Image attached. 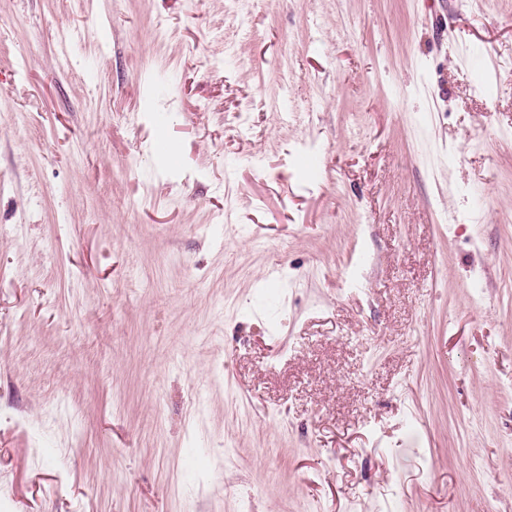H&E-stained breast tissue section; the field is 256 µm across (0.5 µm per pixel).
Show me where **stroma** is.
Here are the masks:
<instances>
[{"label": "stroma", "instance_id": "stroma-1", "mask_svg": "<svg viewBox=\"0 0 512 512\" xmlns=\"http://www.w3.org/2000/svg\"><path fill=\"white\" fill-rule=\"evenodd\" d=\"M0 512H512V0H0Z\"/></svg>", "mask_w": 512, "mask_h": 512}]
</instances>
